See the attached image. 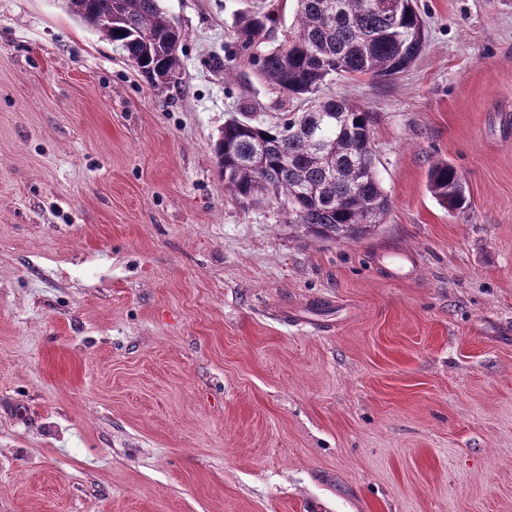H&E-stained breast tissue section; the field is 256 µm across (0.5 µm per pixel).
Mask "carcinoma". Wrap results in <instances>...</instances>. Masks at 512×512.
<instances>
[{
	"instance_id": "obj_1",
	"label": "carcinoma",
	"mask_w": 512,
	"mask_h": 512,
	"mask_svg": "<svg viewBox=\"0 0 512 512\" xmlns=\"http://www.w3.org/2000/svg\"><path fill=\"white\" fill-rule=\"evenodd\" d=\"M295 25L283 43L251 55L261 80L304 100L305 110L275 122L240 112L224 123L215 144L224 190L242 206L274 203L299 234L344 243L371 234L389 208L375 171L373 116L344 96L319 97L343 78L391 81L410 68L426 43L417 0L391 11L370 0H293ZM75 15L96 23L153 83L175 82L182 33L160 0H68ZM269 12L247 10L237 18L242 48L271 38ZM428 189L450 211L465 208V184L446 162L428 170Z\"/></svg>"
}]
</instances>
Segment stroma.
<instances>
[{"mask_svg":"<svg viewBox=\"0 0 512 512\" xmlns=\"http://www.w3.org/2000/svg\"><path fill=\"white\" fill-rule=\"evenodd\" d=\"M249 0H161L154 86L66 0H0V512H512V0H418L369 236L224 192L225 120L303 100ZM461 175L451 212L430 166ZM272 22L269 11L265 12L261 8L241 12L236 24L242 48L248 51L265 44L271 38ZM428 189L437 201L449 211L465 208V184L459 173L447 162H436L428 170Z\"/></svg>","mask_w":512,"mask_h":512,"instance_id":"stroma-1","label":"stroma"}]
</instances>
